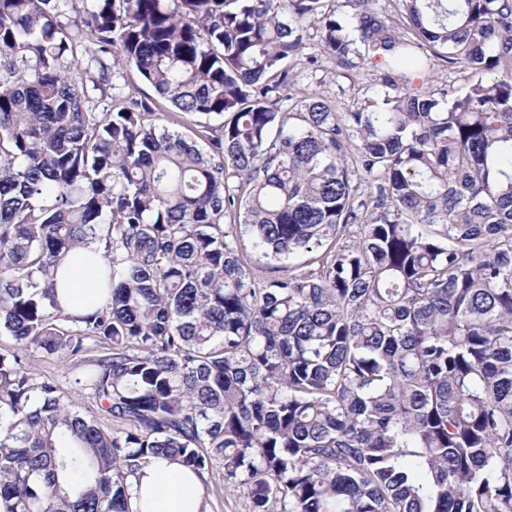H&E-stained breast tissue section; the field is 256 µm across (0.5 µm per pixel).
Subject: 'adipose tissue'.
I'll return each instance as SVG.
<instances>
[{
  "label": "adipose tissue",
  "mask_w": 512,
  "mask_h": 512,
  "mask_svg": "<svg viewBox=\"0 0 512 512\" xmlns=\"http://www.w3.org/2000/svg\"><path fill=\"white\" fill-rule=\"evenodd\" d=\"M105 265L104 249L95 242L63 260L59 290L66 310L87 312L104 298L96 271ZM131 491L134 512H203L205 508L200 478L164 457L153 459L133 478Z\"/></svg>",
  "instance_id": "obj_1"
}]
</instances>
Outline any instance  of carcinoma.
Masks as SVG:
<instances>
[{
	"label": "carcinoma",
	"instance_id": "cac0c4a2",
	"mask_svg": "<svg viewBox=\"0 0 512 512\" xmlns=\"http://www.w3.org/2000/svg\"><path fill=\"white\" fill-rule=\"evenodd\" d=\"M377 2L0 0V512H134L159 456L250 512H512V0ZM310 27L382 102L281 110ZM117 84L116 90L113 91L114 96H122L133 92L137 96H146L156 98L152 87L145 82L135 69L128 67L123 70L115 79ZM78 256L93 258L95 267H88L73 259L70 254L62 261L59 271L64 269V280L59 277L60 296L64 297V308L70 312H88L106 296L101 288L96 270L105 268L104 249L99 243H88L77 248ZM30 364L33 372L37 376H51L57 379L64 380L65 377L69 378L72 375V369L70 366H66L59 362H46L39 354L31 353ZM209 497L207 499L208 512H248L249 501L247 495L240 491H229L224 488L222 471L214 468L210 474Z\"/></svg>",
	"mask_w": 512,
	"mask_h": 512
}]
</instances>
